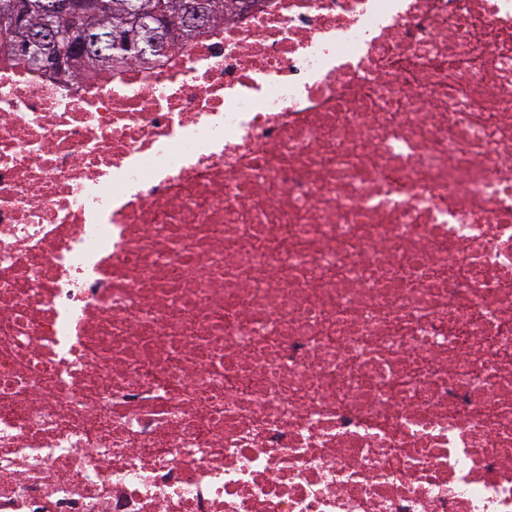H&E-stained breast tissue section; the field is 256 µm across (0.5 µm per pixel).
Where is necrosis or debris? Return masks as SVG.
I'll return each mask as SVG.
<instances>
[{
	"label": "necrosis or debris",
	"instance_id": "1",
	"mask_svg": "<svg viewBox=\"0 0 512 512\" xmlns=\"http://www.w3.org/2000/svg\"><path fill=\"white\" fill-rule=\"evenodd\" d=\"M0 512H512V0L0 58Z\"/></svg>",
	"mask_w": 512,
	"mask_h": 512
}]
</instances>
